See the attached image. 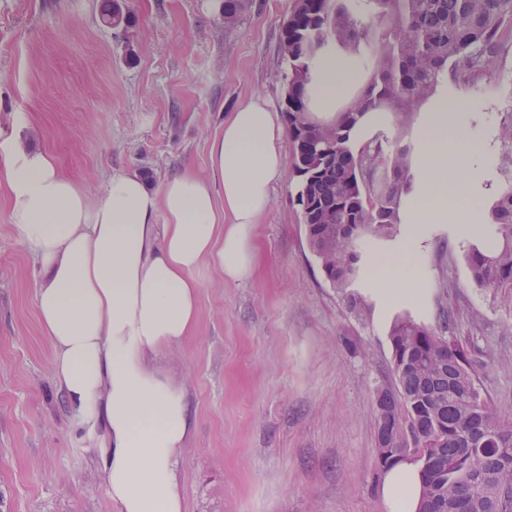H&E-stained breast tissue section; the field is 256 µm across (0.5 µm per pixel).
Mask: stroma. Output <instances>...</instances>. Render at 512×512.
<instances>
[{"mask_svg":"<svg viewBox=\"0 0 512 512\" xmlns=\"http://www.w3.org/2000/svg\"><path fill=\"white\" fill-rule=\"evenodd\" d=\"M131 22L110 27L101 0H0V134L50 152L94 198L113 174L150 187L192 167L240 101L284 97L279 44L296 0H249L224 26L221 0H119ZM480 144L472 210L363 243L351 309L325 279L285 166L255 232V272L232 284L201 268L197 327L167 356L191 393L196 427L179 468L186 512H387L376 462L377 389L396 390L388 335L409 313L467 347L490 408L512 413V289L477 287L464 248L494 239L489 210L512 185V45L469 85L446 79L404 119L364 126L359 141L415 144L440 101ZM409 254L417 292L391 299L378 259ZM38 268L0 193V512H111L94 439L64 402L35 308Z\"/></svg>","mask_w":512,"mask_h":512,"instance_id":"1","label":"stroma"}]
</instances>
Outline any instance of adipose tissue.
Returning <instances> with one entry per match:
<instances>
[{"label": "adipose tissue", "mask_w": 512, "mask_h": 512, "mask_svg": "<svg viewBox=\"0 0 512 512\" xmlns=\"http://www.w3.org/2000/svg\"><path fill=\"white\" fill-rule=\"evenodd\" d=\"M347 80L344 58L322 59L311 111H335ZM283 140L279 112L254 96L211 139L209 175L187 170L153 189L138 174H116L95 200L47 153L0 141V192L40 270L35 306L55 380L91 426L113 512H185L178 462L195 417L164 357L199 323L201 267L228 282L251 278L255 227L285 166ZM417 140L420 225L467 199L482 170L465 164L470 133L446 109ZM380 482L388 512H417L419 462L394 461Z\"/></svg>", "instance_id": "1"}]
</instances>
